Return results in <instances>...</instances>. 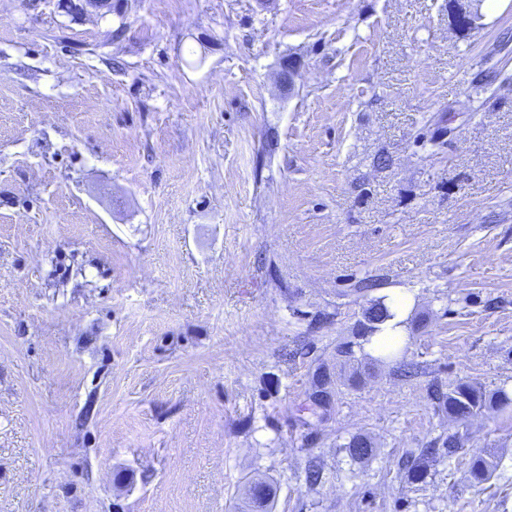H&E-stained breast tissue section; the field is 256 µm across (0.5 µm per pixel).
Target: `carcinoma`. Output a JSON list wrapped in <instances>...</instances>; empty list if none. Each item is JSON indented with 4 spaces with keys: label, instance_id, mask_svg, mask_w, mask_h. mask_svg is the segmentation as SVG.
<instances>
[{
    "label": "carcinoma",
    "instance_id": "carcinoma-1",
    "mask_svg": "<svg viewBox=\"0 0 512 512\" xmlns=\"http://www.w3.org/2000/svg\"><path fill=\"white\" fill-rule=\"evenodd\" d=\"M391 317L388 308L382 300L374 301L367 308V312L360 321L358 336L353 341H346L336 346V356L343 364L352 367L353 377L361 378V362L356 357L355 348H363V342L373 335L378 325ZM430 396L438 411L448 414V417L457 422L481 414L485 409L496 406L500 409L512 404V397L504 389H498L487 394L482 388L469 383H458L445 390L437 383L430 386ZM349 455L354 459H366L373 455V443L367 438L357 435L346 445ZM461 449L460 436L455 434L448 438L439 437L426 448L421 449L418 455L402 460L401 466L407 471L408 478L413 482L424 481L433 466V459L438 452L450 456ZM493 465L486 459L476 456L467 462L468 480L477 485L489 480ZM276 497L275 486L263 479L257 480L255 494L249 501L252 512H271Z\"/></svg>",
    "mask_w": 512,
    "mask_h": 512
}]
</instances>
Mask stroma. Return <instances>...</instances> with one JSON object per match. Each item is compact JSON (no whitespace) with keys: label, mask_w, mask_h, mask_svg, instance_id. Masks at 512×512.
<instances>
[{"label":"stroma","mask_w":512,"mask_h":512,"mask_svg":"<svg viewBox=\"0 0 512 512\" xmlns=\"http://www.w3.org/2000/svg\"><path fill=\"white\" fill-rule=\"evenodd\" d=\"M388 288L407 341L350 384ZM436 379L512 393V0L465 34L448 0H0V512H241L252 477L274 512H512V407L399 467L459 429ZM456 433L448 438L439 437L432 441L427 448H422L417 456L405 458L401 466L407 471L408 478L414 482H423L430 473L434 457L438 455L439 449L443 448V454L452 456L461 449L460 435Z\"/></svg>","instance_id":"obj_1"}]
</instances>
